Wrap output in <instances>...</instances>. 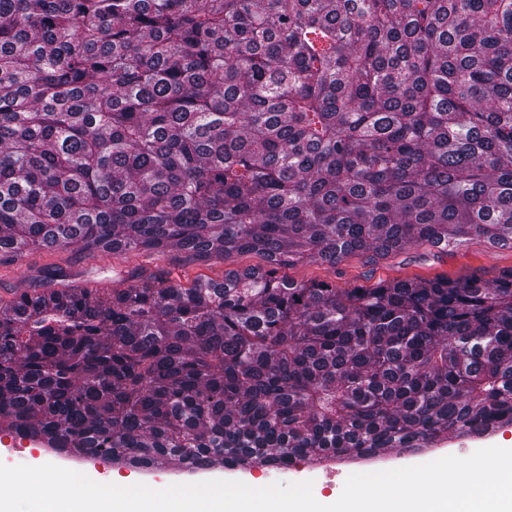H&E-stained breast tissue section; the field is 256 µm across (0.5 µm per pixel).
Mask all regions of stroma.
Listing matches in <instances>:
<instances>
[{
    "mask_svg": "<svg viewBox=\"0 0 512 512\" xmlns=\"http://www.w3.org/2000/svg\"><path fill=\"white\" fill-rule=\"evenodd\" d=\"M263 256L244 253L236 256L231 264L215 263L208 267L195 265H170V278L188 287L194 281L221 279L225 268H257L265 266ZM149 257L128 256L115 260L108 256H83L76 250L45 249L34 250L13 263L0 265V301L9 302L16 292L32 285L39 270L47 267L62 269L77 280L99 281L112 277L114 270L134 268L152 269ZM512 269V248L491 247L482 238L473 236L457 247L443 250L427 243L413 245L406 251L393 253L371 261L365 254L355 252L334 265L309 263L282 270L281 275L295 282L316 281L336 288L370 286L380 281L407 280L423 281L435 277L455 280L477 275L484 280L495 279L502 271ZM500 446L512 449V425L496 431L473 437L448 435L441 437L431 448L424 451L385 452L380 457L354 462L338 468L335 477H328L325 470L299 461L282 470L285 482L312 481V489L323 504L336 502L343 490L346 478L353 473H368L390 470L404 466L427 463L445 456L469 457L476 450ZM17 452L22 454L28 465L40 466L45 461L85 473L102 484L112 481L144 483L152 488H162L173 483H194L210 479L238 480L249 486H265L269 480L261 469H202L189 471L176 465L149 469L118 468L100 459L74 458L52 455L42 444L0 433V455Z\"/></svg>",
    "mask_w": 512,
    "mask_h": 512,
    "instance_id": "obj_1",
    "label": "stroma"
}]
</instances>
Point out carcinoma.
Listing matches in <instances>:
<instances>
[{"label":"carcinoma","mask_w":512,"mask_h":512,"mask_svg":"<svg viewBox=\"0 0 512 512\" xmlns=\"http://www.w3.org/2000/svg\"><path fill=\"white\" fill-rule=\"evenodd\" d=\"M512 245V0H0V261L269 268L0 306V432L132 468L282 469L512 425V269L278 270ZM512 269V248L491 247L472 236L457 247L442 250L428 243H417L406 251L377 261L355 252L336 265L309 263L279 271L278 276L295 282L316 281L336 288L371 286L380 281H423L435 277L455 280L477 275L491 282L502 271ZM266 267V261L263 256L257 253H244L236 256L232 261L223 263H214L208 267H199L195 265H168L169 277L183 287H190L195 280L213 279L219 280L224 276V270L227 269H247Z\"/></svg>","instance_id":"cac0c4a2"}]
</instances>
